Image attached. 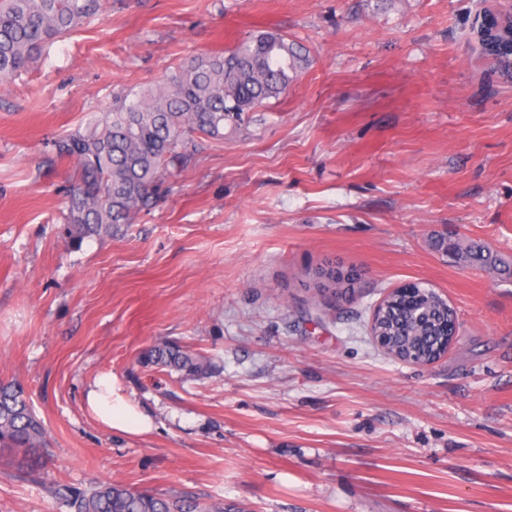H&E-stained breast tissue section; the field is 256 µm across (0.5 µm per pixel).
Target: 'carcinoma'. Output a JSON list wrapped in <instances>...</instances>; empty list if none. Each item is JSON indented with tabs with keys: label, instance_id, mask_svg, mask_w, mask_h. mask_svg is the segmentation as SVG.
I'll list each match as a JSON object with an SVG mask.
<instances>
[{
	"label": "carcinoma",
	"instance_id": "carcinoma-1",
	"mask_svg": "<svg viewBox=\"0 0 512 512\" xmlns=\"http://www.w3.org/2000/svg\"><path fill=\"white\" fill-rule=\"evenodd\" d=\"M101 0H0V80L36 62L45 49L101 10ZM499 25L481 52L512 75V14ZM309 54L287 36L260 32L233 49L200 54L180 64L166 82L133 98L121 97L112 110L85 131L60 140V155L76 161L80 175L69 190L68 219L78 238L112 231L148 208L166 179L175 176L196 150V136L222 140L237 131L249 113L278 99L308 68ZM353 279L332 269L317 286L321 293L347 295ZM432 288H401L385 299L373 331L387 346L418 359L436 354L438 325L452 315ZM149 363L183 379L208 374L210 364L184 346L160 344L145 354ZM50 447L45 428L32 412L24 388L0 381V453L9 452L20 468L35 467ZM69 512H224L208 506L102 483L65 489Z\"/></svg>",
	"mask_w": 512,
	"mask_h": 512
}]
</instances>
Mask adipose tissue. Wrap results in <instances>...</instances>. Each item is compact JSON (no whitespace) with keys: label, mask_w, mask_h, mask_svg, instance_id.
Instances as JSON below:
<instances>
[{"label":"adipose tissue","mask_w":512,"mask_h":512,"mask_svg":"<svg viewBox=\"0 0 512 512\" xmlns=\"http://www.w3.org/2000/svg\"><path fill=\"white\" fill-rule=\"evenodd\" d=\"M86 406L108 427L121 433L140 436L153 429L151 417L126 397L116 377H97L86 394Z\"/></svg>","instance_id":"adipose-tissue-1"}]
</instances>
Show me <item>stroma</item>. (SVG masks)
Listing matches in <instances>:
<instances>
[{
    "label": "stroma",
    "mask_w": 512,
    "mask_h": 512,
    "mask_svg": "<svg viewBox=\"0 0 512 512\" xmlns=\"http://www.w3.org/2000/svg\"><path fill=\"white\" fill-rule=\"evenodd\" d=\"M486 7L512 0H103L0 80V380L50 439L38 470L0 458V512L96 481L226 512H512V79L472 36ZM264 31L310 53L288 93L199 138L151 209L71 236L57 141ZM329 264L354 294H318ZM412 282L458 315L426 366L370 332ZM166 342L209 374L142 364ZM105 373L149 434L87 410Z\"/></svg>",
    "instance_id": "35a3bbf8"
}]
</instances>
